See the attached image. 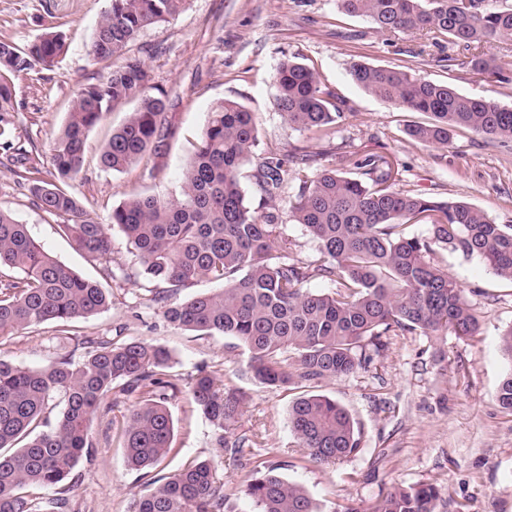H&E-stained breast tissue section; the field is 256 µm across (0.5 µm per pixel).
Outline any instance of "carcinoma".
<instances>
[{
    "label": "carcinoma",
    "instance_id": "cac0c4a2",
    "mask_svg": "<svg viewBox=\"0 0 512 512\" xmlns=\"http://www.w3.org/2000/svg\"><path fill=\"white\" fill-rule=\"evenodd\" d=\"M185 0H109L88 47V55L109 62L139 32L176 15ZM341 8L369 20L378 32L424 33L469 52L467 64L493 82L509 84L512 72L487 51L512 38V8L489 0H338ZM66 52L62 34L50 31L26 49L0 40V141L11 145L6 118L13 110L11 77L40 65L49 69ZM355 81L367 92L410 112L427 114L407 135L416 143L448 145L453 132L468 129L489 138L512 139V107L458 92L421 78L410 67L357 62ZM274 105L292 128L328 137L342 115L343 101L320 71L297 57L282 61L274 75ZM135 103L100 154L105 171L122 172L148 155L163 159L176 135L169 109L179 99L153 85L149 69L127 57L106 77L84 85L53 147L56 181L41 173L38 153H22L24 180L37 207L62 219V232L77 249L97 260L112 254L106 225L91 218L66 188L84 163L88 132L115 108ZM257 146L253 113L226 99L210 112L182 190L175 199L131 197L112 209L110 224L133 245L141 275L165 285L154 293L164 320L177 328L236 339L248 354L257 381L272 389H304L288 408V421L303 460L332 463L356 454L361 429L336 400L308 391L324 379L366 367L369 351L398 331L451 332L471 337L479 320L462 288L431 262L443 244L476 255L499 277L512 282V224H498L464 201L438 200L394 188L395 171L386 157L353 161L358 176L324 168L314 176L310 155L293 156L299 181L289 217L317 240L323 258L303 262L276 245L280 216L252 209L240 184V170ZM283 160L272 150L254 175L263 200L286 187ZM412 224L429 226L430 236H411ZM20 271L0 279V335L45 323L65 324L108 308L102 286L74 273L45 251L27 226L0 210V267ZM224 288L183 302L172 297L199 278ZM312 278L330 281L328 293L304 287ZM171 356L157 344L121 343L88 336L40 369L0 359V512H42L34 489H52L54 512H65L75 469L92 458L91 425L109 409L112 389L139 393L123 431L125 462L135 470L157 467L172 450L174 424L166 407ZM63 409L47 416L55 399ZM497 399L512 413V367ZM191 400L214 428L218 447L232 455L252 454L253 441L233 436L244 396L221 387L199 371ZM211 460L191 463L169 476H153L150 489L132 499L128 512H231L224 482ZM243 492L258 512H325L302 486L255 460ZM441 489L433 484L395 486L367 512H438Z\"/></svg>",
    "mask_w": 512,
    "mask_h": 512
}]
</instances>
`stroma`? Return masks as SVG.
I'll return each mask as SVG.
<instances>
[{
    "label": "stroma",
    "instance_id": "35a3bbf8",
    "mask_svg": "<svg viewBox=\"0 0 512 512\" xmlns=\"http://www.w3.org/2000/svg\"><path fill=\"white\" fill-rule=\"evenodd\" d=\"M107 0H0V39L25 48L45 32L64 35L67 51L54 67H34L13 79L14 109L9 114L12 144L36 148L49 160L79 89L108 73L109 65L87 54ZM148 66L153 81L179 97L173 121L176 136L157 178H149L151 159L121 173L103 171L99 155L125 121L129 109L107 114L88 134L82 170L69 189L112 240L109 263L90 260L61 233L58 218L34 204L18 167L0 147V210L27 225L43 248L79 275L101 281L111 303L96 316L67 326H32L0 340V359L38 369L73 337L145 340L169 350L173 368L167 406L174 422L172 451L162 462L173 473L192 461L218 462L226 488L236 489V512H256L241 487L249 467L218 448L210 422L190 402L189 387L199 370L217 371L224 385L245 395L236 431L258 448H274L271 463L283 478L304 486L327 512L352 505L365 508L394 486L432 483L444 491L439 512H512V413L497 401L498 387L512 365L500 346L502 330L512 325V282L500 278L476 256L446 247L433 259L464 289L479 319L477 335L460 339L402 332L388 337L365 369L317 385V393L341 404L363 433L360 451L320 465L297 459V441L288 422L294 394L254 380L248 356L237 340L209 336L167 324L153 302L152 282L140 276V263L119 227L109 225L113 207L127 197L155 194L178 197L187 159L213 106L231 99L253 113L258 145L240 181L251 205H258L254 174L267 150L290 159L296 149L315 158V169L331 166L332 155L362 159L382 155L398 168L396 187L437 199L474 204L500 224H512V140H490L467 130L447 146L414 143L408 125L426 115L408 112L364 91L351 66H408L422 78L449 84L460 93L512 106V84L487 81L465 63L464 51L448 42L433 45L419 33L385 35L364 18L342 12L338 0H185L168 21L145 28L125 50ZM299 56L317 67L345 102L333 140L288 126L274 108V73L280 62ZM455 65H443L445 57ZM297 180L274 205L284 222L280 242L294 256L319 258V244L304 225L287 220ZM107 415L91 429L93 457L81 461L68 493L71 512H128L133 496L145 493L140 472L124 462L121 434L134 397L113 395Z\"/></svg>",
    "mask_w": 512,
    "mask_h": 512
}]
</instances>
